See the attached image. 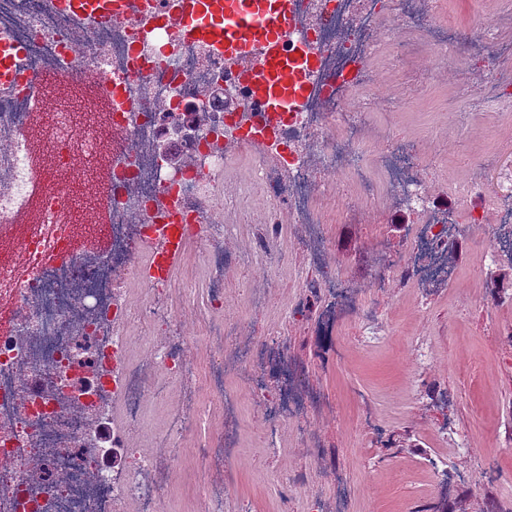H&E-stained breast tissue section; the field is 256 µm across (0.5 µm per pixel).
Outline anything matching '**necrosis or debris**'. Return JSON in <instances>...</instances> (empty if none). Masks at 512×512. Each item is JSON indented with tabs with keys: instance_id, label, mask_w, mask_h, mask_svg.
<instances>
[{
	"instance_id": "obj_1",
	"label": "necrosis or debris",
	"mask_w": 512,
	"mask_h": 512,
	"mask_svg": "<svg viewBox=\"0 0 512 512\" xmlns=\"http://www.w3.org/2000/svg\"><path fill=\"white\" fill-rule=\"evenodd\" d=\"M475 21L462 31L448 0H290L288 53L297 62L316 57L317 81L300 96L275 99L270 112L251 106L254 93L242 61L208 41L185 42L180 30L152 31L149 20L163 0H116L122 18L67 27L52 0H0V55L29 76L54 68L59 80L107 75L112 93L99 122L57 113L44 122L24 92L11 91L0 71V223L13 225L11 247H0V512H165L174 468L185 437L203 420L209 402L224 406V430L196 447L210 479L202 512H224V462L236 440L241 396L258 415L268 452L280 449L284 427L327 403L302 385L279 331L257 346L237 316L224 310L231 284L224 241L236 228L253 230V246L232 264L276 266L286 224L308 242L304 258L315 276L303 280L324 305L325 328L337 310L371 324L374 309L326 261L324 232L335 219L353 221L378 202L417 216V230L398 265L399 280L419 288L452 282L462 225L500 227L495 245L472 240L487 261L512 251V0H467ZM473 47L485 58L479 82L440 92L421 76L417 61L472 66ZM476 54V55H477ZM401 95L380 103L381 71ZM217 88L218 97L207 96ZM361 110H354L353 99ZM161 100L166 111H153ZM411 112L416 131L403 135L372 120V112ZM484 121L487 141L473 151L464 134ZM460 134L455 162L466 174L456 205L436 204L421 151L440 122ZM112 134V164L99 186L112 201L110 247L86 254L75 246L70 187L42 180L31 161V138L45 133L59 164L100 157L103 131ZM272 131L268 152L252 159L248 178L224 177L231 151L249 134ZM181 146L190 164L176 165L148 146L158 138ZM335 173L314 183L315 169ZM335 198V210L323 201ZM32 214L31 223L17 219ZM181 224L197 249L189 264L208 269L207 296L197 306L205 357L188 359L190 337L181 333L176 289L195 282L161 273L142 260L144 250ZM148 300L131 305L128 286ZM236 338L233 353L224 341ZM187 389L185 408L157 436V451L124 447L120 468L104 466L99 429L115 423L131 436L146 422L147 407L171 388Z\"/></svg>"
}]
</instances>
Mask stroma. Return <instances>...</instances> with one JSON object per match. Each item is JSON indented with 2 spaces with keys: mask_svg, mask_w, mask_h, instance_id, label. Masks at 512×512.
I'll list each match as a JSON object with an SVG mask.
<instances>
[{
  "mask_svg": "<svg viewBox=\"0 0 512 512\" xmlns=\"http://www.w3.org/2000/svg\"><path fill=\"white\" fill-rule=\"evenodd\" d=\"M68 101L92 114L106 110L92 80L45 88L44 110ZM107 218L104 207L81 209L79 249L107 247ZM413 221L382 206L361 213L358 223L325 227L334 245L329 262L378 310L377 334L366 344L358 316H337L329 331L318 307H305L301 320L290 317L289 307L306 297L296 231L283 242V264L239 271L243 284L274 286L278 303L258 311L246 295L232 294L229 307L260 330L281 331L303 383L330 404L309 420L320 443L315 455L295 424L279 454H266L251 409L243 407L238 449L224 464V512H307L314 496L343 500L344 512H512V262L483 264L463 237L454 283L372 292V273L396 258ZM493 277L501 284L495 295L487 288ZM283 470L296 476L291 488L279 483ZM206 478L184 460L167 496L169 512H197Z\"/></svg>",
  "mask_w": 512,
  "mask_h": 512,
  "instance_id": "obj_1",
  "label": "stroma"
}]
</instances>
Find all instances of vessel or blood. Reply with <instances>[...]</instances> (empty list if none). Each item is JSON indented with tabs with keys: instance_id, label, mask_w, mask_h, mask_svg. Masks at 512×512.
Returning <instances> with one entry per match:
<instances>
[{
	"instance_id": "b4317fda",
	"label": "vessel or blood",
	"mask_w": 512,
	"mask_h": 512,
	"mask_svg": "<svg viewBox=\"0 0 512 512\" xmlns=\"http://www.w3.org/2000/svg\"><path fill=\"white\" fill-rule=\"evenodd\" d=\"M165 10L181 17L187 41L212 40L244 58L259 53L271 79L266 97H277L281 89L294 86L295 74L283 49L291 24L288 0H278L271 12L261 10L257 0H166ZM182 237L179 231L169 233L164 245L151 254V261L165 269L176 266Z\"/></svg>"
}]
</instances>
